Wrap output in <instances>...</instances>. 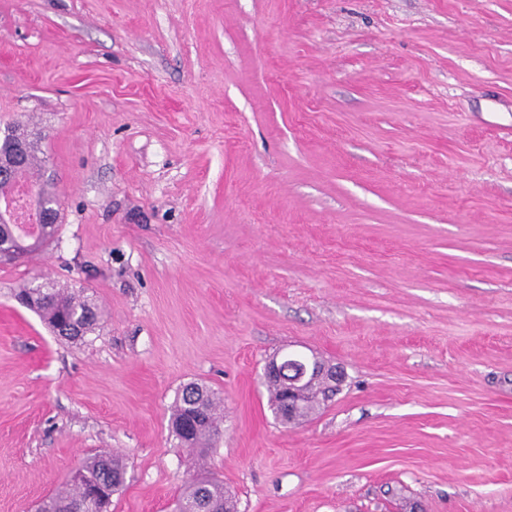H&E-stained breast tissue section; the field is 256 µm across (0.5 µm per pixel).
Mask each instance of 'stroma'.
Segmentation results:
<instances>
[{
    "label": "stroma",
    "mask_w": 512,
    "mask_h": 512,
    "mask_svg": "<svg viewBox=\"0 0 512 512\" xmlns=\"http://www.w3.org/2000/svg\"><path fill=\"white\" fill-rule=\"evenodd\" d=\"M10 126L60 218L0 262V512L103 453L110 512L202 464L237 512H512V0H0ZM48 282L103 308L85 340L16 302ZM287 353L346 372L288 429ZM220 403L218 394L205 385L191 383L182 389L171 417L172 430L181 445L200 456L207 453L220 434Z\"/></svg>",
    "instance_id": "obj_1"
}]
</instances>
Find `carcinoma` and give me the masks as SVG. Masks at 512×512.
Returning <instances> with one entry per match:
<instances>
[{"mask_svg": "<svg viewBox=\"0 0 512 512\" xmlns=\"http://www.w3.org/2000/svg\"><path fill=\"white\" fill-rule=\"evenodd\" d=\"M25 147L24 158L14 168L13 181H28L38 175L35 163L37 142L15 129L0 141V155L10 156L14 147ZM17 300L34 310L55 335L78 340L92 332L101 317L98 305L81 292L41 285L21 288ZM303 356L288 354L280 362V375L265 382L272 409L279 410L284 387L298 373ZM341 387H329L317 379L307 387L303 404L279 420L283 427L306 420L322 404L337 394ZM220 397L205 385L191 383L177 396L171 417L172 430L180 444L197 452L207 453L220 434L217 411ZM81 482H71L41 501L37 512H108L112 495L125 484L126 468L120 456L98 454L86 458L79 466ZM176 512H235L233 500L224 491V481L210 472L192 477L185 484L176 505Z\"/></svg>", "mask_w": 512, "mask_h": 512, "instance_id": "obj_1", "label": "carcinoma"}]
</instances>
